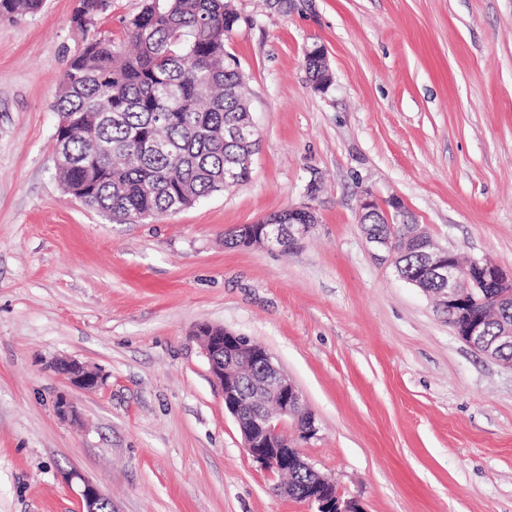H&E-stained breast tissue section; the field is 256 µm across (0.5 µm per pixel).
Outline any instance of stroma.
<instances>
[{"instance_id": "1", "label": "stroma", "mask_w": 512, "mask_h": 512, "mask_svg": "<svg viewBox=\"0 0 512 512\" xmlns=\"http://www.w3.org/2000/svg\"><path fill=\"white\" fill-rule=\"evenodd\" d=\"M232 4L251 178L133 223L55 177L75 0L0 21V512H82L85 479L112 512H308L245 452L204 323L272 354L316 417L303 456L364 512H512V365L463 342L359 222L363 192L397 197L438 244L512 271V0ZM306 204L318 222L290 249L225 247ZM60 358L103 386H72ZM309 62L315 64V67L319 68L321 74V82L326 83L331 81L332 77L327 63V52L323 46L315 44L312 47L306 49L305 64ZM313 64L308 65L306 68L307 73L309 74V80L312 84L319 78L317 70L314 68Z\"/></svg>"}]
</instances>
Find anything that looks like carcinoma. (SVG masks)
Here are the masks:
<instances>
[{
    "label": "carcinoma",
    "mask_w": 512,
    "mask_h": 512,
    "mask_svg": "<svg viewBox=\"0 0 512 512\" xmlns=\"http://www.w3.org/2000/svg\"><path fill=\"white\" fill-rule=\"evenodd\" d=\"M43 0H0V20L35 14ZM110 0H76L72 23L94 31L67 60L54 150L64 190L118 221L192 206L250 179L251 144L229 131L251 115L224 36L239 16L231 0H144L120 20L134 50L99 27ZM93 24L95 28L88 29ZM397 273L415 277L420 253L403 246Z\"/></svg>",
    "instance_id": "obj_1"
}]
</instances>
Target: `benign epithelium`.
Instances as JSON below:
<instances>
[{
    "label": "benign epithelium",
    "instance_id": "obj_1",
    "mask_svg": "<svg viewBox=\"0 0 512 512\" xmlns=\"http://www.w3.org/2000/svg\"><path fill=\"white\" fill-rule=\"evenodd\" d=\"M305 62L319 68L321 82L331 80L323 46L315 44L306 49ZM390 203L392 208L383 209L387 224L367 232V237L375 250L395 262V225L409 223V213L400 198L393 197ZM314 223V209L305 205L288 211V223H282L279 214L270 216L248 225V234L255 248H282L285 241L299 239ZM409 237L423 256L420 278H437L446 284L438 294L439 313L468 315L463 327L454 331L468 344L480 347L485 318L479 313L470 315V310L477 305L488 309L492 302L512 303V276L487 259H474L469 266H463L453 249L435 243L418 224L411 225ZM201 340L210 374L222 393L225 411L237 423L243 447L271 478L279 479L272 491L290 495L291 486L283 478L292 472L306 473L311 475L312 482L303 503L312 512H362L358 500L345 497L336 482L317 471L299 448L286 447L288 427H293L295 440L308 441L317 434L316 419L302 393L272 355L247 337L227 329L212 327ZM56 369L78 388L95 389L104 382L101 373L75 360L60 361ZM82 483L83 512H100L107 498L93 482L84 479Z\"/></svg>",
    "mask_w": 512,
    "mask_h": 512
}]
</instances>
